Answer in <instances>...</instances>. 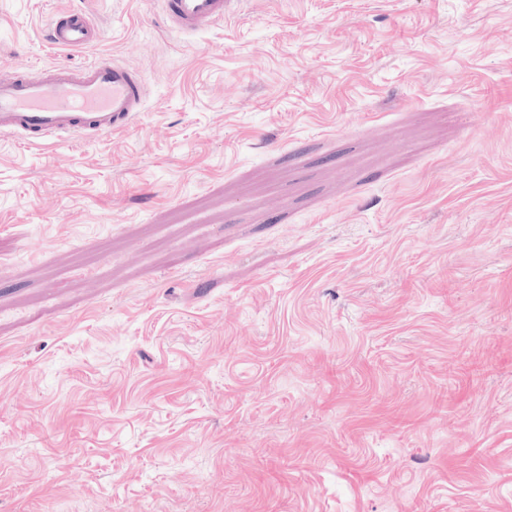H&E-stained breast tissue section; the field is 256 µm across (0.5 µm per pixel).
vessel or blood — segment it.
<instances>
[{"label":"vessel or blood","mask_w":512,"mask_h":512,"mask_svg":"<svg viewBox=\"0 0 512 512\" xmlns=\"http://www.w3.org/2000/svg\"><path fill=\"white\" fill-rule=\"evenodd\" d=\"M232 0H165L164 20L190 34L223 22ZM101 30L83 12L53 18L47 41L54 48H86ZM143 78L119 64L91 61L0 76V134L27 145L98 138L134 123L143 109Z\"/></svg>","instance_id":"vessel-or-blood-1"}]
</instances>
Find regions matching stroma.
Segmentation results:
<instances>
[{
	"mask_svg": "<svg viewBox=\"0 0 512 512\" xmlns=\"http://www.w3.org/2000/svg\"><path fill=\"white\" fill-rule=\"evenodd\" d=\"M161 18L0 0V71L148 90L0 136V512H512V4ZM47 36L53 48H87L100 40L101 29L83 12L72 10L65 18L51 20ZM144 79L113 61L59 65L0 77V134L27 145L98 138L134 123Z\"/></svg>",
	"mask_w": 512,
	"mask_h": 512,
	"instance_id": "stroma-1",
	"label": "stroma"
}]
</instances>
